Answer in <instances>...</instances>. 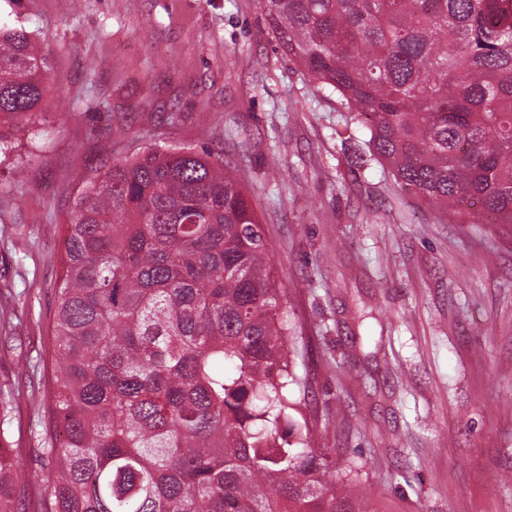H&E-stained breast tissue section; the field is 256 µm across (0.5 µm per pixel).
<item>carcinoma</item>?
Wrapping results in <instances>:
<instances>
[{"label": "carcinoma", "instance_id": "1", "mask_svg": "<svg viewBox=\"0 0 512 512\" xmlns=\"http://www.w3.org/2000/svg\"><path fill=\"white\" fill-rule=\"evenodd\" d=\"M277 45L370 132L408 194L512 224V0H257ZM49 64L0 27V129ZM56 288L43 512H369L297 410L288 311L224 160L149 147L87 178ZM0 460V512H19Z\"/></svg>", "mask_w": 512, "mask_h": 512}]
</instances>
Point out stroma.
<instances>
[{
	"label": "stroma",
	"instance_id": "1",
	"mask_svg": "<svg viewBox=\"0 0 512 512\" xmlns=\"http://www.w3.org/2000/svg\"><path fill=\"white\" fill-rule=\"evenodd\" d=\"M49 63L38 129L0 154V448L41 512L65 224L94 169L223 157L286 292L301 408L371 512H512V225L404 193L369 131L278 47L256 0H0Z\"/></svg>",
	"mask_w": 512,
	"mask_h": 512
}]
</instances>
